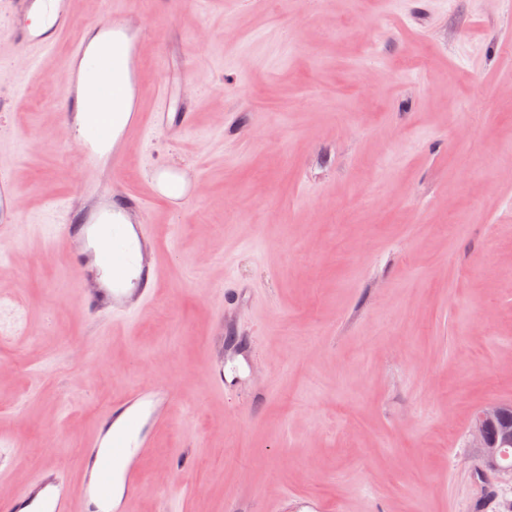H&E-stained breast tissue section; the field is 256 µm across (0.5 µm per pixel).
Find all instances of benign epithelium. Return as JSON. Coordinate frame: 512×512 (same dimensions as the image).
Segmentation results:
<instances>
[{"mask_svg":"<svg viewBox=\"0 0 512 512\" xmlns=\"http://www.w3.org/2000/svg\"><path fill=\"white\" fill-rule=\"evenodd\" d=\"M471 446L478 449L483 466L500 480L512 483V466L502 462V448L512 445V422L508 408L498 402L482 406L471 430Z\"/></svg>","mask_w":512,"mask_h":512,"instance_id":"benign-epithelium-1","label":"benign epithelium"}]
</instances>
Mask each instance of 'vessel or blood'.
<instances>
[{
    "label": "vessel or blood",
    "mask_w": 512,
    "mask_h": 512,
    "mask_svg": "<svg viewBox=\"0 0 512 512\" xmlns=\"http://www.w3.org/2000/svg\"><path fill=\"white\" fill-rule=\"evenodd\" d=\"M10 18L9 49L25 69H33L38 56L62 38H69L67 78L62 89L67 122L84 117V133L75 146L80 160L76 194L63 224L62 237L75 243L73 264L78 271L77 299L85 314L96 320L120 322L143 309L157 296L165 272L154 255L155 237L146 217L154 201L163 199L159 177L169 174L184 183L182 201L198 193L196 174L167 164L151 170L145 191L113 188L106 204L80 209V199L99 193L108 170L124 164L129 135L144 124L176 136L193 124L190 112L167 109L168 88L147 89L140 76V32L105 18L90 31L75 32L71 0H5ZM126 73L124 99L130 100L122 129H115L107 110L97 102L112 96L114 61ZM153 95L155 109L144 116L140 102ZM23 208V196L10 175L0 173V239L12 236ZM135 218L133 229L113 223V213ZM175 400L172 386H147L125 394L102 412L83 452L79 485L55 471L40 473L22 494L0 502V512H129L141 484L137 463L151 448V433L170 423Z\"/></svg>",
    "instance_id": "b4317fda"
}]
</instances>
